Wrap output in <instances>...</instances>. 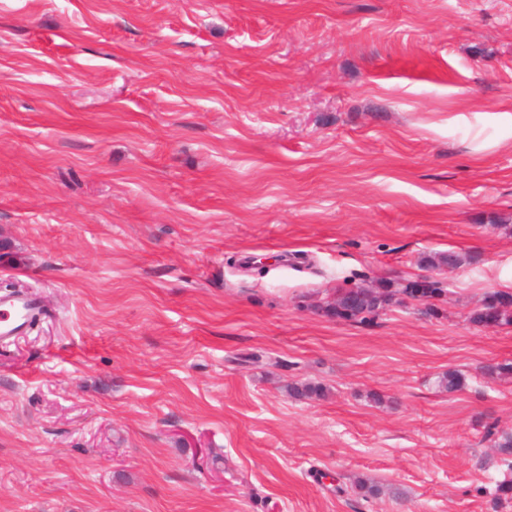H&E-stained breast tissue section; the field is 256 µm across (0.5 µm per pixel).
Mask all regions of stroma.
<instances>
[{"label": "stroma", "instance_id": "1", "mask_svg": "<svg viewBox=\"0 0 512 512\" xmlns=\"http://www.w3.org/2000/svg\"><path fill=\"white\" fill-rule=\"evenodd\" d=\"M18 291L0 512H512V0H0ZM511 300L512 294L493 293L483 302L474 316V321L485 325L512 324V304L504 305V302Z\"/></svg>", "mask_w": 512, "mask_h": 512}]
</instances>
